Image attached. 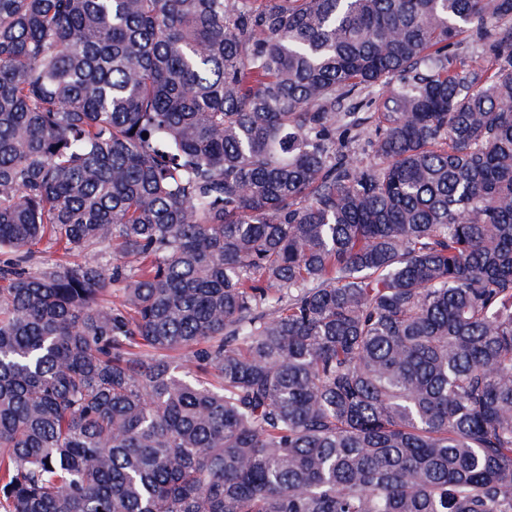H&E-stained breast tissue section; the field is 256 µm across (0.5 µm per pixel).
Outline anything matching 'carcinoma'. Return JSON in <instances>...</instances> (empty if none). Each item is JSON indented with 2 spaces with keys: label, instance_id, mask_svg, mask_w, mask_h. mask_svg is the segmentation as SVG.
Masks as SVG:
<instances>
[{
  "label": "carcinoma",
  "instance_id": "carcinoma-1",
  "mask_svg": "<svg viewBox=\"0 0 512 512\" xmlns=\"http://www.w3.org/2000/svg\"><path fill=\"white\" fill-rule=\"evenodd\" d=\"M2 255L0 512H512V0H0Z\"/></svg>",
  "mask_w": 512,
  "mask_h": 512
}]
</instances>
